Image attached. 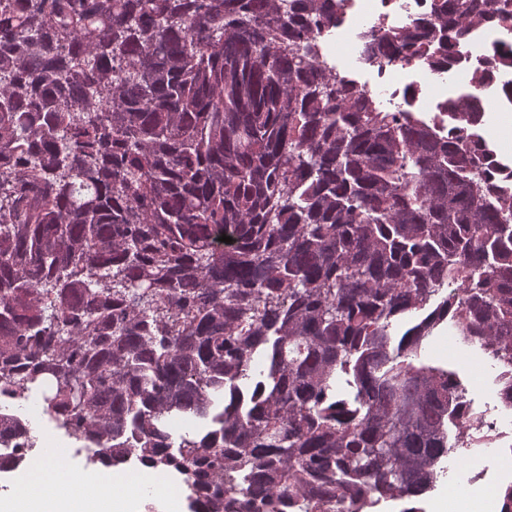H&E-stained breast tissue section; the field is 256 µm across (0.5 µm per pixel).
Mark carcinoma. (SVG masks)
Here are the masks:
<instances>
[{"label": "carcinoma", "mask_w": 512, "mask_h": 512, "mask_svg": "<svg viewBox=\"0 0 512 512\" xmlns=\"http://www.w3.org/2000/svg\"><path fill=\"white\" fill-rule=\"evenodd\" d=\"M343 8L0 0V398L49 382L89 460L172 468L194 512L419 497L470 405L418 362L429 337L449 320L512 370V166L480 136L482 72L446 125L384 110L324 57ZM430 10L368 56L447 67L512 29V0Z\"/></svg>", "instance_id": "cac0c4a2"}]
</instances>
